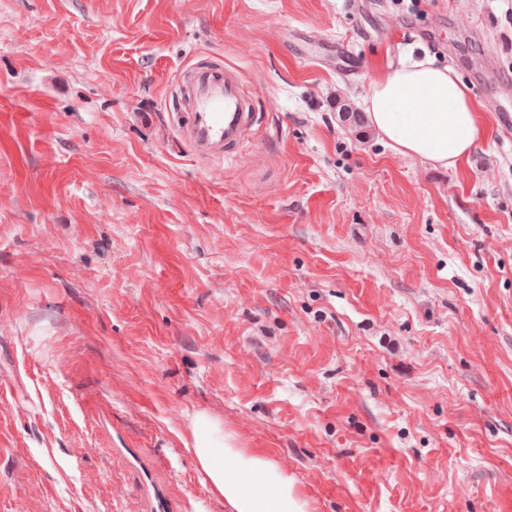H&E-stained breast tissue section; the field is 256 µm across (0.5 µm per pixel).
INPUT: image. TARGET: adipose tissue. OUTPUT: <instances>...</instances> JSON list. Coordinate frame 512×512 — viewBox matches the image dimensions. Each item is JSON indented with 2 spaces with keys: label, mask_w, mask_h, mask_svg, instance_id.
Listing matches in <instances>:
<instances>
[{
  "label": "adipose tissue",
  "mask_w": 512,
  "mask_h": 512,
  "mask_svg": "<svg viewBox=\"0 0 512 512\" xmlns=\"http://www.w3.org/2000/svg\"><path fill=\"white\" fill-rule=\"evenodd\" d=\"M365 104L370 123L398 154L446 168L468 158L481 132L465 84L432 60L378 74ZM192 454L229 512H307L294 479L267 456L208 435L196 436Z\"/></svg>",
  "instance_id": "obj_1"
}]
</instances>
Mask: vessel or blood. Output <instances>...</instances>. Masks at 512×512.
Returning a JSON list of instances; mask_svg holds the SVG:
<instances>
[{
    "mask_svg": "<svg viewBox=\"0 0 512 512\" xmlns=\"http://www.w3.org/2000/svg\"><path fill=\"white\" fill-rule=\"evenodd\" d=\"M185 90L190 110L180 129L184 141L220 162L235 157L252 116L237 75L220 65L199 68L189 73Z\"/></svg>",
    "mask_w": 512,
    "mask_h": 512,
    "instance_id": "b4317fda",
    "label": "vessel or blood"
}]
</instances>
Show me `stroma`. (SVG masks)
<instances>
[{
	"mask_svg": "<svg viewBox=\"0 0 512 512\" xmlns=\"http://www.w3.org/2000/svg\"><path fill=\"white\" fill-rule=\"evenodd\" d=\"M512 0H0V512H226L195 420L308 512H512ZM452 68L482 130L436 168L344 122ZM252 142L180 137L197 66Z\"/></svg>",
	"mask_w": 512,
	"mask_h": 512,
	"instance_id": "35a3bbf8",
	"label": "stroma"
}]
</instances>
